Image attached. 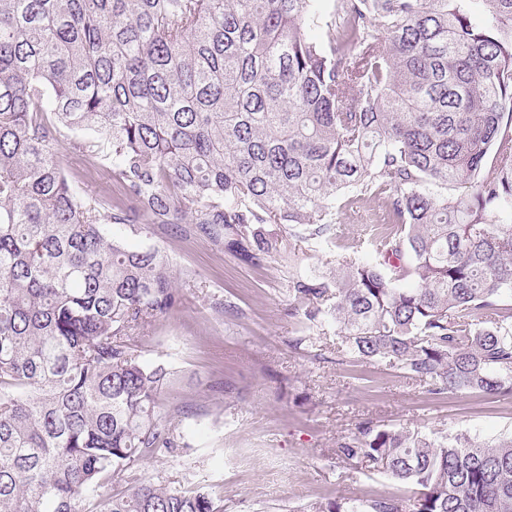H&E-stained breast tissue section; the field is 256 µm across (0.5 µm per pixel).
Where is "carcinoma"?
<instances>
[{
    "label": "carcinoma",
    "mask_w": 512,
    "mask_h": 512,
    "mask_svg": "<svg viewBox=\"0 0 512 512\" xmlns=\"http://www.w3.org/2000/svg\"><path fill=\"white\" fill-rule=\"evenodd\" d=\"M467 2L0 0V512H224L203 486L102 495L178 447L139 341L184 296L107 225L192 224L284 267L288 317L345 354L512 395V0ZM367 203L381 230L308 269ZM336 448L414 495L306 512H512V433L362 421ZM67 173L86 190L112 193V173L91 168L81 158L70 156L66 161Z\"/></svg>",
    "instance_id": "carcinoma-1"
}]
</instances>
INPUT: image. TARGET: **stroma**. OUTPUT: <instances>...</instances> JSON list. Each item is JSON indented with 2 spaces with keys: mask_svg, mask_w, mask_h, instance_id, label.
<instances>
[{
  "mask_svg": "<svg viewBox=\"0 0 512 512\" xmlns=\"http://www.w3.org/2000/svg\"><path fill=\"white\" fill-rule=\"evenodd\" d=\"M113 231L158 249L185 294L141 342L144 359L174 373L162 402L181 446L132 481L216 487L224 512H302L324 497L411 495L377 468L338 459V437L358 422L486 441L512 433V396L428 394L385 364L337 356L335 325L312 335L309 351L290 348L301 325L288 316L279 265L243 266L185 224Z\"/></svg>",
  "mask_w": 512,
  "mask_h": 512,
  "instance_id": "obj_1",
  "label": "stroma"
}]
</instances>
